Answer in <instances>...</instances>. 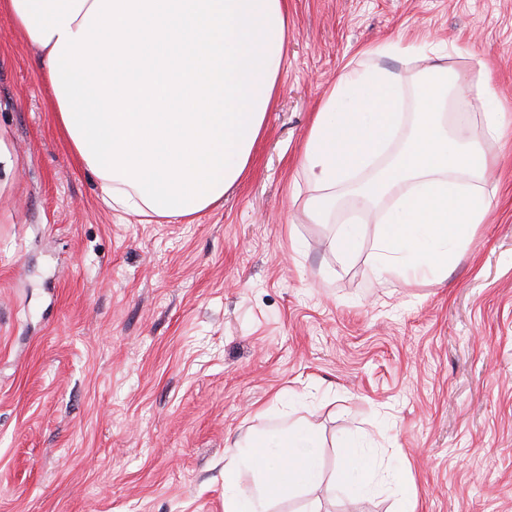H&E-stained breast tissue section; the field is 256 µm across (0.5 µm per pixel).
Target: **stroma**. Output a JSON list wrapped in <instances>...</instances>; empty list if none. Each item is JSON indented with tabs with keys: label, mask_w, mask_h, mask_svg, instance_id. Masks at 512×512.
I'll return each mask as SVG.
<instances>
[{
	"label": "stroma",
	"mask_w": 512,
	"mask_h": 512,
	"mask_svg": "<svg viewBox=\"0 0 512 512\" xmlns=\"http://www.w3.org/2000/svg\"><path fill=\"white\" fill-rule=\"evenodd\" d=\"M412 43L411 58L368 48ZM0 14V512H224V453L310 425L325 478L272 512H512V128L482 148L486 223L442 280L374 274L382 209L304 205L307 133L343 71L434 64L512 116V0H288L249 166L187 222L107 207ZM359 217L357 251L333 239ZM389 469L359 494L347 440Z\"/></svg>",
	"instance_id": "1"
}]
</instances>
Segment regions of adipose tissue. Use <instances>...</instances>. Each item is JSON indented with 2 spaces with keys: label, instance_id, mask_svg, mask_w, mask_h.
Masks as SVG:
<instances>
[{
  "label": "adipose tissue",
  "instance_id": "ef3b65f1",
  "mask_svg": "<svg viewBox=\"0 0 512 512\" xmlns=\"http://www.w3.org/2000/svg\"><path fill=\"white\" fill-rule=\"evenodd\" d=\"M1 12L40 49L56 126L111 209L190 221L241 179L275 101L286 0H0ZM402 86L377 66L345 72L316 112L303 154L319 190L306 204L313 222L335 206L337 187L373 203L394 193L375 241L380 278L447 271L450 246L489 211L480 142L508 128L493 111L482 127L447 133L437 105L470 87L433 66L415 88L420 110L403 147L369 183L355 184L403 125ZM314 446L310 428L292 425L268 447L226 452L224 512H271L273 498L320 485Z\"/></svg>",
  "mask_w": 512,
  "mask_h": 512
}]
</instances>
